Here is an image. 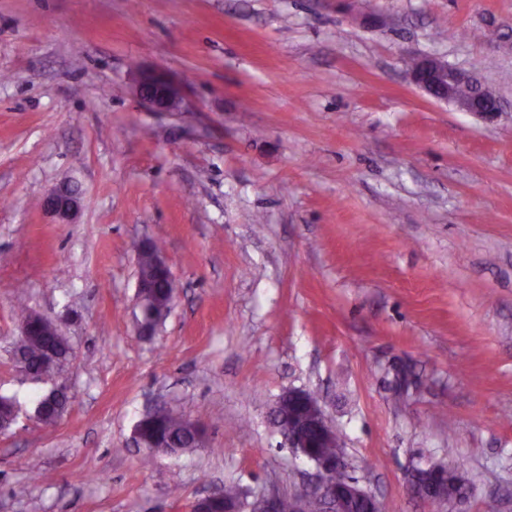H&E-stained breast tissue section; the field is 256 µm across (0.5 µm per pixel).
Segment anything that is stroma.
Here are the masks:
<instances>
[{
	"instance_id": "1",
	"label": "stroma",
	"mask_w": 512,
	"mask_h": 512,
	"mask_svg": "<svg viewBox=\"0 0 512 512\" xmlns=\"http://www.w3.org/2000/svg\"><path fill=\"white\" fill-rule=\"evenodd\" d=\"M432 54L503 99L492 121L405 77ZM183 82L148 110L135 70ZM83 192L72 223L43 198ZM179 283L139 335L136 244ZM72 353L13 361L20 306ZM56 426L35 412L58 384ZM315 396L391 512H512V0H0V512H188L206 490L299 488L268 412ZM204 445L130 443L143 411ZM434 469L431 478L427 480H420L422 477L417 470L412 475L411 489L414 494L418 497L435 503L439 506H444L447 500L446 486L442 483L439 476L440 471H444L441 465H431L427 468H421L425 470Z\"/></svg>"
}]
</instances>
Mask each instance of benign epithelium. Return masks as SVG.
Instances as JSON below:
<instances>
[{
  "label": "benign epithelium",
  "mask_w": 512,
  "mask_h": 512,
  "mask_svg": "<svg viewBox=\"0 0 512 512\" xmlns=\"http://www.w3.org/2000/svg\"><path fill=\"white\" fill-rule=\"evenodd\" d=\"M412 84L429 97L446 102L457 110L493 120L501 113L500 101L475 76L466 70L448 64L435 55L415 60L408 70ZM136 96L154 112H176L183 100L184 85L161 70L140 73L135 79ZM81 192L64 184L43 202L45 211L68 220L79 209ZM288 399L278 398L269 411V421L285 439L287 447L305 457L317 469L316 481L304 484L290 495L292 512H309L313 499L322 501V512H348L356 503H363L369 512H379L380 500L359 480L350 474L347 459L336 454L326 457L317 452V444L310 442L306 434L314 431L320 440L337 441L336 427L323 406L308 391L290 388ZM431 478L421 480L414 472L411 489L418 497L443 506L447 500L446 486L440 480L443 466H432ZM284 493L276 489H262L249 495L238 494L224 500V512H280Z\"/></svg>",
  "instance_id": "7a95c632"
}]
</instances>
